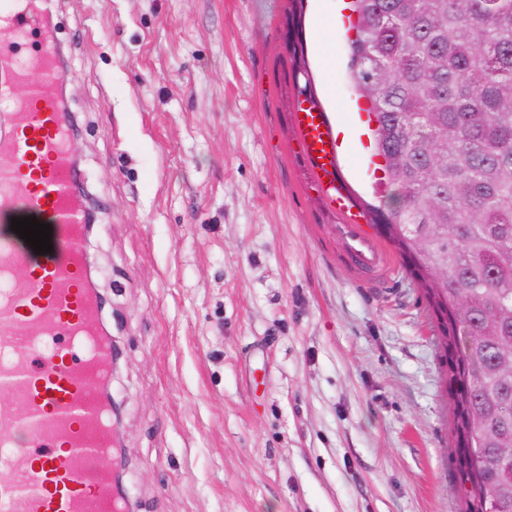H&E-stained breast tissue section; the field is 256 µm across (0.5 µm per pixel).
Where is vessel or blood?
Listing matches in <instances>:
<instances>
[{
    "instance_id": "obj_1",
    "label": "vessel or blood",
    "mask_w": 512,
    "mask_h": 512,
    "mask_svg": "<svg viewBox=\"0 0 512 512\" xmlns=\"http://www.w3.org/2000/svg\"><path fill=\"white\" fill-rule=\"evenodd\" d=\"M38 26L37 0H0V103L12 110L0 139V512H122L111 410L97 395L112 346L95 331L99 302L87 285L70 137L55 95L63 73L50 43L27 47ZM293 122L327 201L349 218L341 230L351 256L363 269H394L375 229L351 217L326 114L302 106ZM25 216L50 224L51 253L35 254L11 230Z\"/></svg>"
}]
</instances>
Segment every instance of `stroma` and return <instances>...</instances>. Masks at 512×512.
I'll use <instances>...</instances> for the list:
<instances>
[{"label":"stroma","instance_id":"stroma-1","mask_svg":"<svg viewBox=\"0 0 512 512\" xmlns=\"http://www.w3.org/2000/svg\"><path fill=\"white\" fill-rule=\"evenodd\" d=\"M320 4L298 28L291 0L51 2L133 512H462L422 290L347 267L298 145L303 65L372 202L343 3L327 64Z\"/></svg>","mask_w":512,"mask_h":512}]
</instances>
